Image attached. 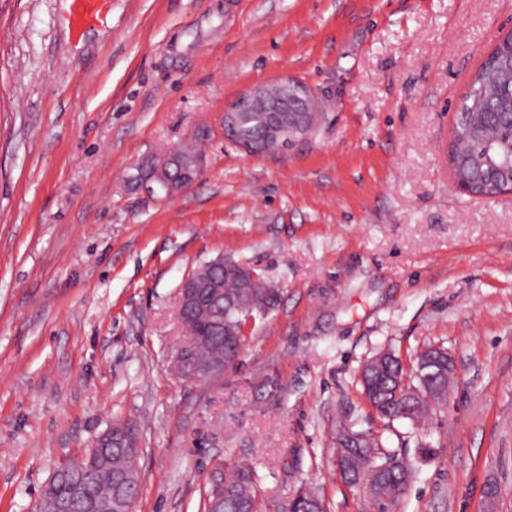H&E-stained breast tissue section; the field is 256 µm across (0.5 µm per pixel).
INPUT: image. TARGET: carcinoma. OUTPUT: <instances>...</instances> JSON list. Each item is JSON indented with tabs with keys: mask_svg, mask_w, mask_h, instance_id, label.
I'll return each mask as SVG.
<instances>
[{
	"mask_svg": "<svg viewBox=\"0 0 512 512\" xmlns=\"http://www.w3.org/2000/svg\"><path fill=\"white\" fill-rule=\"evenodd\" d=\"M511 58L512 49L504 45L493 58L482 64L459 107L461 112L475 113V120L479 121L476 132L461 143L464 153L473 160L483 159L484 141H504L509 136L504 123L508 113H512V92L506 80V65ZM279 303V289L264 276H259L257 283L249 284L240 272L224 271L223 323H218L208 310L196 311L191 316L194 341L199 343L196 359L207 363L222 356L224 365L231 364L244 347L249 319L268 316ZM445 355L447 352L443 349L428 348L408 369L394 353L378 354L381 362L369 361L361 376L364 399L383 419H417L432 405L447 400ZM108 452L112 458V472L123 473L130 479L124 506L127 510L138 496V471L129 449L112 447ZM336 463L342 469L341 480L350 487H365L378 512H392L394 503L408 484L413 467L406 456L383 451L381 440L374 436L362 439L358 448L336 449ZM110 473L100 470L95 474L91 483L94 495L104 497L111 492ZM293 504L296 512H325L322 498L310 490H299ZM204 512H258L253 469L239 465L224 477V497L219 500L215 499L213 489H208Z\"/></svg>",
	"mask_w": 512,
	"mask_h": 512,
	"instance_id": "carcinoma-1",
	"label": "carcinoma"
}]
</instances>
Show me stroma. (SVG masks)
Wrapping results in <instances>:
<instances>
[{"instance_id":"obj_1","label":"stroma","mask_w":512,"mask_h":512,"mask_svg":"<svg viewBox=\"0 0 512 512\" xmlns=\"http://www.w3.org/2000/svg\"><path fill=\"white\" fill-rule=\"evenodd\" d=\"M66 7L0 0V512H34L118 421L141 450L133 512H202L244 459L261 512L303 487L377 512L336 473L342 423L413 462L394 512H512V195H464L447 163L512 0H111L77 38ZM284 77L324 118L249 154L224 114ZM194 143L197 179L148 191L143 167ZM221 255L281 302L194 381L173 366L176 294ZM429 346L455 364L446 404L377 418L365 364Z\"/></svg>"}]
</instances>
